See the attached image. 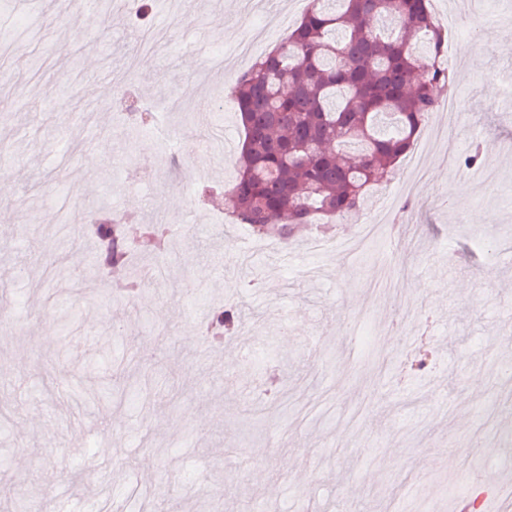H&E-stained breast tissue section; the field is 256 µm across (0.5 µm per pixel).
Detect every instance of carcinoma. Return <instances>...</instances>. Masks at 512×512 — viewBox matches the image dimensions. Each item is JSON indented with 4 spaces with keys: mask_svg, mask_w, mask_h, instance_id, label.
<instances>
[{
    "mask_svg": "<svg viewBox=\"0 0 512 512\" xmlns=\"http://www.w3.org/2000/svg\"><path fill=\"white\" fill-rule=\"evenodd\" d=\"M445 41L431 0H311L233 88L244 137L232 222L284 244L325 217L355 222L367 188L396 174L439 107L450 82L436 60ZM169 235L166 224L146 225L143 253H160ZM91 237L97 264L123 269L136 291L123 225L93 224ZM245 316L215 308L210 318L230 334Z\"/></svg>",
    "mask_w": 512,
    "mask_h": 512,
    "instance_id": "carcinoma-1",
    "label": "carcinoma"
}]
</instances>
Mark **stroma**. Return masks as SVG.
Here are the masks:
<instances>
[{"label": "stroma", "mask_w": 512, "mask_h": 512, "mask_svg": "<svg viewBox=\"0 0 512 512\" xmlns=\"http://www.w3.org/2000/svg\"><path fill=\"white\" fill-rule=\"evenodd\" d=\"M127 0H95L94 28L71 19L66 0H12L0 26L21 33L17 51L0 53V307L21 324L0 329V486L29 489L53 512L71 500L89 512L96 497L75 487L84 467L114 474L113 512H135L141 496H179L183 512H448L457 470L475 476L482 497L512 472V383L498 373L512 341V252L484 253V235L512 227V0H432L448 36L452 90L464 102L456 143L436 141L428 118L413 149L425 173L408 194L375 186L363 209L389 216L385 232L358 251L310 259L275 246L256 257L259 239L242 226H211L230 213L224 199L184 195L196 174L186 151L191 130L223 129V168L231 183L242 142L236 108L197 111L214 90L230 94L239 74L284 41L309 0H181L179 21L160 9L132 23ZM253 40L250 57L234 52ZM480 58L468 71L467 58ZM205 70L203 86L171 115L164 133H134L114 105L117 88L150 98ZM112 148L98 154L101 141ZM503 177L496 191L461 176L473 142ZM457 194H449V186ZM110 193L115 215L144 222L208 225L158 257L155 286L141 299L120 296L114 276L87 277L95 248L85 239L64 261L75 280L50 275L51 231L62 214L81 224L92 201ZM263 287L243 289L241 271ZM434 318L440 349L427 373L407 380L395 368L420 333L407 320L392 334L404 302ZM251 309L235 337L202 335V308ZM81 321L62 351L59 305ZM170 328L173 347L154 344ZM150 346L154 357L128 353ZM120 423L124 443L86 434L88 420ZM489 451L473 459L474 441ZM209 469V481L197 477Z\"/></svg>", "instance_id": "obj_1"}]
</instances>
